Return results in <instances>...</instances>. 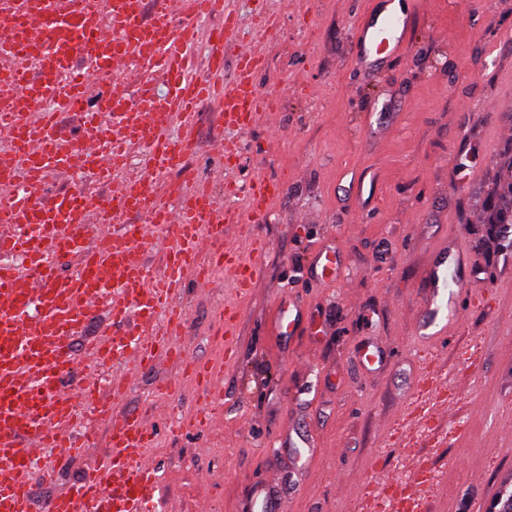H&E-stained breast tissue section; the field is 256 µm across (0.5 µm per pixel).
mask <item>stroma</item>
I'll use <instances>...</instances> for the list:
<instances>
[{
	"label": "stroma",
	"instance_id": "stroma-1",
	"mask_svg": "<svg viewBox=\"0 0 512 512\" xmlns=\"http://www.w3.org/2000/svg\"><path fill=\"white\" fill-rule=\"evenodd\" d=\"M372 0H267L282 15L264 45L257 87L280 93L277 111L237 133L242 152L225 167L212 146L227 137L220 106L189 125L205 145L189 167L216 190L237 183L235 207L257 176L282 191L263 222L232 224L226 244L246 251L250 234L269 244L251 293L223 273L210 292L187 284L189 316L176 343L204 360L224 357L214 337L218 308L237 305L240 336L224 368V405L210 423L175 431L174 416L203 406L195 383L166 358L128 371L122 407L139 412L156 436L141 456L156 465L159 512H240L258 484H286L283 512H356L357 490L381 473L433 469L440 484L423 512H498L512 494V249L490 237L489 203L512 180V0H418L400 58L379 72L355 64L353 29ZM384 111L372 114L374 102ZM374 183L366 203L342 191L351 177ZM457 241L469 254L470 285L432 290L438 250ZM324 245L348 264L342 283L307 278ZM297 299L311 316L291 338L274 333L276 304ZM462 307L445 335L428 337L422 310ZM374 340L383 365L361 368L357 350ZM440 374L455 392L453 415L428 407L433 434L402 446L404 409L419 403L416 376ZM174 382L158 409L152 390ZM313 432L320 443L307 464L294 449L275 453L279 435ZM107 444L75 457L48 448L54 481H29L35 505L78 481Z\"/></svg>",
	"mask_w": 512,
	"mask_h": 512
}]
</instances>
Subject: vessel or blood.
Masks as SVG:
<instances>
[{
  "label": "vessel or blood",
  "instance_id": "obj_1",
  "mask_svg": "<svg viewBox=\"0 0 512 512\" xmlns=\"http://www.w3.org/2000/svg\"><path fill=\"white\" fill-rule=\"evenodd\" d=\"M375 0L357 22L356 64L374 73L401 56L408 33L411 0ZM13 23L0 36V56L20 53L47 66L41 74H15L21 87L7 111L0 112V133L12 136L16 166L0 172V195L6 199L0 219L17 230L0 238V464L18 471L0 482V512H30V495L21 473L42 469V451L63 448L81 453L105 428L110 452L103 468L119 479L105 485L101 470L91 469L80 481L51 498L44 512H72L82 502L85 512H148L157 493L152 465L136 451L153 447L155 435L142 415L119 402L125 380L113 376L84 378L65 392L63 378L71 369L72 342L87 325L88 302L119 294L109 313L118 331L107 340H90L85 358L104 367L129 359L151 366L165 356L181 363L210 403L224 392V366L198 358L172 344L187 322L177 302L187 280L208 289L214 271L229 273L240 293H250L262 272L267 245L253 238L248 256L224 243V224H253L264 217L281 187L264 177L248 186L246 211L220 208L211 183L194 176L176 183L167 198L154 195L145 181H129L107 195L82 196L73 189L58 191L51 203L35 195L50 172L70 166L69 155L80 151L87 178L111 184L129 162V148L144 143L148 178L160 179L182 167L201 144L189 134L173 132L171 121H187L204 102L221 106L228 127L247 129L259 113L272 109L273 97L261 92L253 76L263 64L260 50L248 46L239 55L232 82L224 80V46L239 37L243 24L229 0H187L180 19L163 9L147 10L145 0H0ZM221 17L220 26L202 28L204 19ZM278 13L258 10L250 25L256 35L275 37ZM148 68L133 97L113 92L117 59ZM161 75L166 93H158L154 75ZM112 116L99 122L100 109ZM76 112L86 132L76 141L61 119ZM209 239V259L200 256L201 239ZM160 253L149 265V248ZM81 265L66 272L72 254ZM467 254L448 242L430 270L432 287L446 286L449 271L469 267ZM337 248L314 254L307 274L327 284L341 280ZM302 317L294 303L276 307L279 335H291ZM240 311L220 313L218 334L225 354H232L239 335ZM108 391L110 401L96 400ZM83 398L76 406L75 398ZM247 512H281L274 484L255 486Z\"/></svg>",
  "mask_w": 512,
  "mask_h": 512
}]
</instances>
